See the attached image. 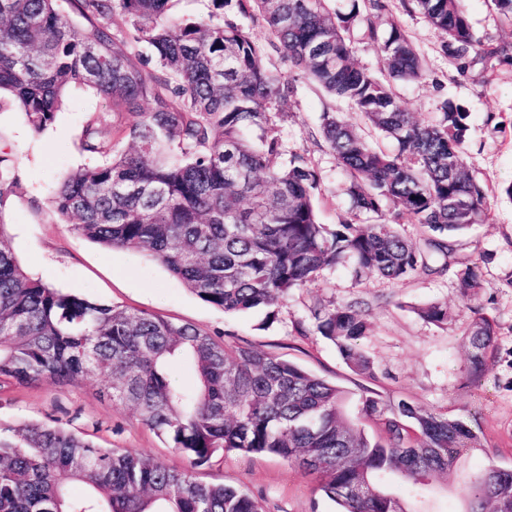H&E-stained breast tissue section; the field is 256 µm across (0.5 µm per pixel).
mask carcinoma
I'll list each match as a JSON object with an SVG mask.
<instances>
[{
    "instance_id": "carcinoma-1",
    "label": "carcinoma",
    "mask_w": 512,
    "mask_h": 512,
    "mask_svg": "<svg viewBox=\"0 0 512 512\" xmlns=\"http://www.w3.org/2000/svg\"><path fill=\"white\" fill-rule=\"evenodd\" d=\"M175 0H0V94L36 130L51 125L70 87L100 96L81 149L90 162L56 186L64 223L107 248L152 254L188 290L226 313L268 310L326 268L348 261L360 279L399 281L449 270L452 237L490 221L487 188L467 170L469 113L450 100L417 121L394 82L422 78V60L383 0H211L208 18L173 16ZM441 34L458 74L512 65V41L475 35L465 0H415ZM260 19L251 30L220 10ZM78 15L75 26L63 9ZM358 27L386 74L359 65L348 37ZM146 45L149 69L138 50ZM288 61L285 78L264 62L267 47ZM302 78L346 103L328 107L320 130L347 175L349 206L331 228L315 210L320 176L305 154H284L273 113ZM396 141L388 152L367 132ZM128 143L105 154L104 141ZM11 153L0 150V207L21 190ZM426 229L405 238L397 218ZM467 299L463 336L469 374L482 376L495 351L496 321L481 300L476 265L457 271ZM424 321L448 322V306L414 308ZM316 332L352 370L374 376L361 341L368 325L351 304L311 310ZM192 365L197 385L176 386L171 368ZM95 379L113 402L178 449L177 469L132 451L100 448L61 428H0V512H262L228 485L198 481L193 468L220 451L280 457L319 481L343 512H421L427 487L453 468L479 435L465 422L405 399L362 395L357 415L347 392L295 363L164 316L63 292L21 266L0 225V390ZM379 428L369 436L362 421ZM71 480L91 489L73 498ZM465 512H512V467L490 464L466 484Z\"/></svg>"
}]
</instances>
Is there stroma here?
<instances>
[{"label": "stroma", "instance_id": "35a3bbf8", "mask_svg": "<svg viewBox=\"0 0 512 512\" xmlns=\"http://www.w3.org/2000/svg\"><path fill=\"white\" fill-rule=\"evenodd\" d=\"M385 3L386 17L402 26L424 65L422 80L398 83L401 100L422 121L431 120L448 98L466 107L465 162L489 190L490 222L455 239L458 264L478 263L482 301L498 324L496 351L479 381L468 374L469 350L461 333L468 310L455 270L396 282L369 275L358 283L351 266L327 269L310 286L294 291L270 323L261 311L224 313L191 293L146 252L102 247L63 224L52 202L53 188L66 173L87 164L80 149L83 130L90 115L104 106L82 90H70L54 122L41 131L11 101H0V149L13 155L22 184L20 194L0 208V225L22 266L50 287L148 310L222 340L280 355L347 390L405 399L465 420L482 445L438 479L431 504L433 512H461L469 471L491 459L512 466V197L504 192L512 183V66L500 68L485 84L460 77L441 51L439 33L414 0ZM325 102L322 91L298 82L274 124L285 152L306 154L319 173V218L333 224L348 201L339 191L344 174L319 133ZM431 302L447 305L446 324L425 322L410 310ZM339 303L355 305L364 315L369 335L363 351L374 365V378L353 372L336 347L311 330L312 308ZM28 423L58 425L98 446L134 451L171 467L188 464L134 410L112 404L91 381L45 382L0 392V424ZM194 474L204 483L243 489L264 512H338L313 476L275 456L219 452Z\"/></svg>", "mask_w": 512, "mask_h": 512}]
</instances>
